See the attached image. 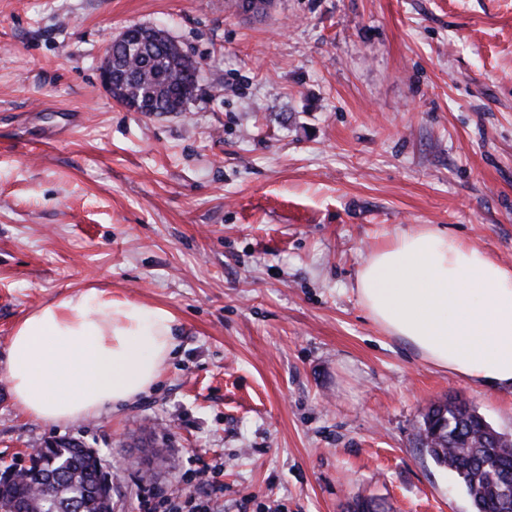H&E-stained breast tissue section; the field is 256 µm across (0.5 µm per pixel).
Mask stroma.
Listing matches in <instances>:
<instances>
[{
    "instance_id": "35a3bbf8",
    "label": "stroma",
    "mask_w": 512,
    "mask_h": 512,
    "mask_svg": "<svg viewBox=\"0 0 512 512\" xmlns=\"http://www.w3.org/2000/svg\"><path fill=\"white\" fill-rule=\"evenodd\" d=\"M130 25L199 62L188 111L103 89ZM425 224L512 268V0H0V471L78 439L115 512H472L415 434L453 400L512 435V393L428 364L355 289ZM90 287L175 315L168 366L129 407L31 419L13 328ZM126 31L123 30L116 36H110L107 42L106 47V56L104 58V61L99 69V76L101 83L106 90V92L112 97V67L108 63L109 58L112 56V53L116 51L117 49L121 48L123 45V33Z\"/></svg>"
}]
</instances>
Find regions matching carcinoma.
<instances>
[{"mask_svg":"<svg viewBox=\"0 0 512 512\" xmlns=\"http://www.w3.org/2000/svg\"><path fill=\"white\" fill-rule=\"evenodd\" d=\"M136 78L121 89L120 99L142 112L190 100L198 80L196 69L181 66L168 48L154 46L118 59ZM432 437L426 448L436 464L451 471L470 498L474 512H507L504 490L512 491V437L496 430L468 405L445 401L432 406L418 429L417 442ZM96 460L80 442L59 440L30 458L19 481L0 493V512H15L19 504L43 492L36 512H103Z\"/></svg>","mask_w":512,"mask_h":512,"instance_id":"1","label":"carcinoma"}]
</instances>
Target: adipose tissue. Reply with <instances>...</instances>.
<instances>
[{"label":"adipose tissue","mask_w":512,"mask_h":512,"mask_svg":"<svg viewBox=\"0 0 512 512\" xmlns=\"http://www.w3.org/2000/svg\"><path fill=\"white\" fill-rule=\"evenodd\" d=\"M356 290L385 333L473 386L512 392V268L445 231H402L365 259ZM167 309L86 288L16 325L6 378L30 418L74 423L135 402L174 347Z\"/></svg>","instance_id":"obj_1"}]
</instances>
